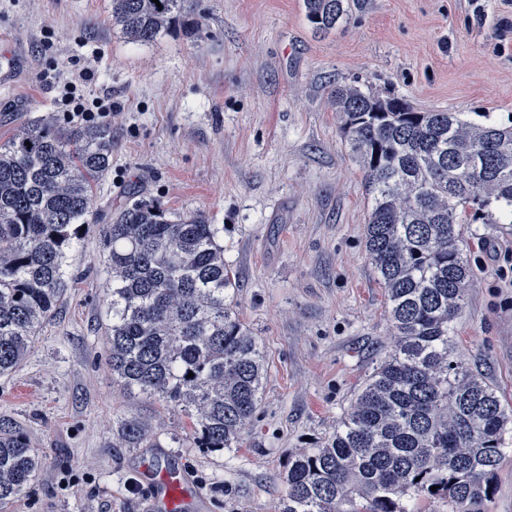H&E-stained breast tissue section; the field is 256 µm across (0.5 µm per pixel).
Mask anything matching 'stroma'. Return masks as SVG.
<instances>
[{
	"label": "stroma",
	"instance_id": "35a3bbf8",
	"mask_svg": "<svg viewBox=\"0 0 512 512\" xmlns=\"http://www.w3.org/2000/svg\"><path fill=\"white\" fill-rule=\"evenodd\" d=\"M353 0L313 32L302 0H193L187 25L124 39L111 0H0V50L21 63L0 88V143L45 115L60 85L110 100L112 168L92 210L130 197L224 227L239 317L266 361L261 401L237 448L196 447L180 409L112 381L106 245L91 227L69 253L74 283L26 360L0 376V420L42 467L5 512H141L130 485L154 447L185 462L210 512H279L290 452L335 434L393 348L369 262L364 176L331 92L357 84L424 112L512 124V0ZM473 269L453 323L457 354L512 405V220L465 227ZM136 421L130 444L119 425Z\"/></svg>",
	"mask_w": 512,
	"mask_h": 512
}]
</instances>
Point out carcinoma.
Listing matches in <instances>:
<instances>
[{"label":"carcinoma","mask_w":512,"mask_h":512,"mask_svg":"<svg viewBox=\"0 0 512 512\" xmlns=\"http://www.w3.org/2000/svg\"><path fill=\"white\" fill-rule=\"evenodd\" d=\"M187 2L111 0L112 20L128 40L149 44L186 17ZM302 8L314 31L329 33L347 22L351 0ZM332 97L371 198L365 250L397 340L341 428L288 455L280 512H410L411 500L484 512L512 409L457 357L450 326L472 277L464 225L512 215V126L418 112L353 84ZM111 166L107 122L63 130L45 116L0 144V376L25 360L71 288L68 254L96 223L93 186ZM101 230L112 379L184 411L197 447H235L266 369L236 311L224 228L134 199ZM41 467L24 435L0 423V507Z\"/></svg>","instance_id":"cac0c4a2"}]
</instances>
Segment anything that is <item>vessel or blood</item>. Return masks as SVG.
<instances>
[{"mask_svg": "<svg viewBox=\"0 0 512 512\" xmlns=\"http://www.w3.org/2000/svg\"><path fill=\"white\" fill-rule=\"evenodd\" d=\"M139 478L146 490L147 512H209L211 508L175 459L164 455L146 459L139 468Z\"/></svg>", "mask_w": 512, "mask_h": 512, "instance_id": "obj_1", "label": "vessel or blood"}]
</instances>
